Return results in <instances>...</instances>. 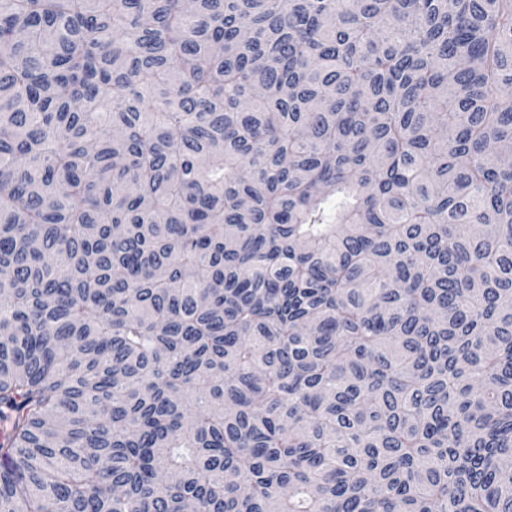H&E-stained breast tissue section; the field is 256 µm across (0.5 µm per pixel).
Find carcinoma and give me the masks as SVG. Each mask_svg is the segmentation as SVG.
Segmentation results:
<instances>
[{"instance_id":"obj_1","label":"carcinoma","mask_w":512,"mask_h":512,"mask_svg":"<svg viewBox=\"0 0 512 512\" xmlns=\"http://www.w3.org/2000/svg\"><path fill=\"white\" fill-rule=\"evenodd\" d=\"M512 0H0V512H512Z\"/></svg>"}]
</instances>
